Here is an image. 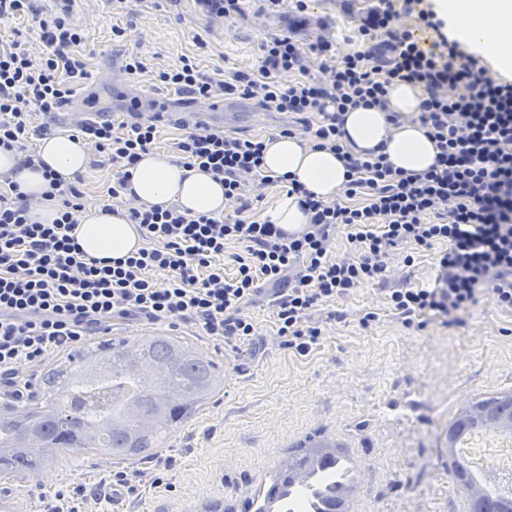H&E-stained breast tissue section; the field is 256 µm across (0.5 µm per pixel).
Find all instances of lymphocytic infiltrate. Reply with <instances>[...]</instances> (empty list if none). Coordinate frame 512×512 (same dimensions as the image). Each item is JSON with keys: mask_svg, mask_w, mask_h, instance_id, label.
<instances>
[{"mask_svg": "<svg viewBox=\"0 0 512 512\" xmlns=\"http://www.w3.org/2000/svg\"><path fill=\"white\" fill-rule=\"evenodd\" d=\"M265 2L268 12H287L288 24L261 42L252 70L215 79L183 56L155 72L148 58L132 54L124 71L132 78L154 73L195 98L235 95L297 117L283 134L303 128L312 149L343 161L338 197L321 200L292 183L288 192L307 217L294 235L254 219L253 205L273 181L263 170V139L182 122L175 161L219 180L226 210L149 206L130 194V170L152 149L158 116L134 112L117 123L93 112L68 120L65 126L111 164L106 195L123 201L143 245L110 264L86 257L74 236L85 211L82 175L50 174L62 212L49 224L31 219L33 195L8 181L0 190V377L17 378L52 352L109 332L116 317L193 322L239 349L256 334L245 309L261 280L277 288V340L304 356L322 335L308 323L309 312L384 280L388 259L400 249L439 250L432 286L408 283L389 295L405 326L424 329L429 317L466 310L482 294L512 311V82L478 66L433 11L419 9L420 0H377L356 30L360 50L341 58L327 23L306 17L305 0ZM69 11L70 0L50 13L38 0H0V20L30 18L42 44L36 53L22 35L0 40V147L16 150L22 169L40 166L30 139L58 133L57 112L91 76L80 51L84 34L69 23ZM412 11L437 31L436 50H422L400 27V15ZM311 26L317 34L309 38ZM396 82L422 90L416 120L437 148L423 171L393 167L376 150L354 153L343 140L345 114L358 106L379 108L400 124L401 113L388 109ZM340 228L349 248L335 257L330 248ZM229 243L241 250L230 256L237 272L228 278L222 257Z\"/></svg>", "mask_w": 512, "mask_h": 512, "instance_id": "lymphocytic-infiltrate-1", "label": "lymphocytic infiltrate"}]
</instances>
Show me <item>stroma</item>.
I'll list each match as a JSON object with an SVG mask.
<instances>
[{"instance_id":"stroma-1","label":"stroma","mask_w":512,"mask_h":512,"mask_svg":"<svg viewBox=\"0 0 512 512\" xmlns=\"http://www.w3.org/2000/svg\"><path fill=\"white\" fill-rule=\"evenodd\" d=\"M349 2L346 12L340 0H306L308 16L328 20L341 57L359 49L354 30L372 0ZM243 10L212 24L192 0L175 8L167 0H134L128 14L113 13L107 0L91 8L78 0L68 18L87 34L81 51L91 77L76 87L74 111L104 110L119 122L135 100L146 113L158 99L182 110L187 102L180 93L151 75L129 78L125 58L141 53L163 69L181 55H193L215 78L250 69L260 43L285 21L265 11L261 0H244ZM116 26L125 29L124 38H113ZM197 33L206 49L196 46ZM232 104L224 129L242 137L268 138L288 122L287 115L251 100L236 97ZM404 257L401 250L391 257L385 282L366 283L311 311L323 335L305 356L276 340L267 286L246 310L257 335L238 353L193 325L113 320L111 340L171 330L211 355L224 369L217 403L166 437L159 452L171 457L170 467L152 457L121 461L73 449L36 474L1 481L0 506L46 512L47 499L63 490L81 497L80 512H211L216 506L243 512L248 499L266 491L295 445L317 436L343 445L348 460L360 465L349 512H467V493L448 472V425L473 402L512 392V311L483 295L425 329L406 327L389 303V291L406 281L433 283L436 253L418 251L410 264ZM368 312L377 319L365 327L360 319ZM117 471L136 472L141 479L138 492L121 507L102 500Z\"/></svg>"}]
</instances>
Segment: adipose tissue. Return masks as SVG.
Instances as JSON below:
<instances>
[{
	"label": "adipose tissue",
	"mask_w": 512,
	"mask_h": 512,
	"mask_svg": "<svg viewBox=\"0 0 512 512\" xmlns=\"http://www.w3.org/2000/svg\"><path fill=\"white\" fill-rule=\"evenodd\" d=\"M433 8L450 20L457 36L491 61L503 74L512 73V0H435ZM419 87L394 83L388 93L389 109L357 107L347 113L344 129L354 150L383 146L394 167L422 171L434 161L436 148L416 122L394 126L387 112L417 111ZM38 155L55 173L70 177L84 171L88 155L79 142L62 133L40 139ZM266 174L296 178L319 199L332 200L345 182L342 161L327 150H314L300 138L277 136L267 140L263 154ZM131 187L149 206L176 203L192 213L224 210V188L209 174L185 168L152 151L136 165ZM81 249L90 258L126 257L142 245L136 225L124 212L107 211L105 205L89 209L76 230Z\"/></svg>",
	"instance_id": "adipose-tissue-1"
}]
</instances>
